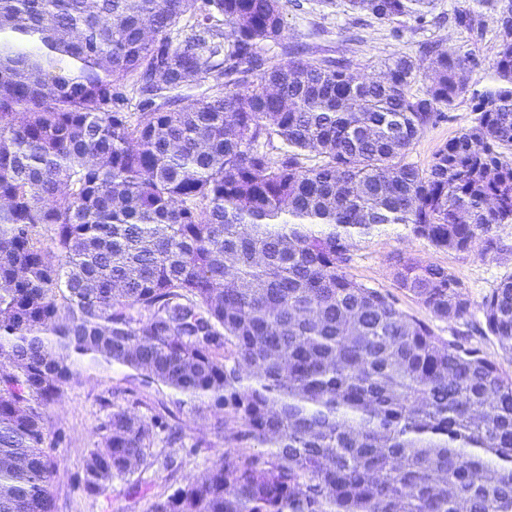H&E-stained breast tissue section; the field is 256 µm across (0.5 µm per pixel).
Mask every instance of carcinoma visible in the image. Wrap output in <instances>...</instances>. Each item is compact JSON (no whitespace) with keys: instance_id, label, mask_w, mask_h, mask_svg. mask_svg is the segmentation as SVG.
Returning a JSON list of instances; mask_svg holds the SVG:
<instances>
[{"instance_id":"carcinoma-1","label":"carcinoma","mask_w":512,"mask_h":512,"mask_svg":"<svg viewBox=\"0 0 512 512\" xmlns=\"http://www.w3.org/2000/svg\"><path fill=\"white\" fill-rule=\"evenodd\" d=\"M349 6L399 23L434 0ZM285 33L280 0H0V512H52L44 407L86 361L217 418L222 460L150 512H512V376L346 271L387 224L500 250L512 29L425 170L407 155L469 92V56L272 64ZM393 277L436 319L469 314L441 266L397 256ZM482 308L512 351V273ZM141 404L100 427L86 491L198 447Z\"/></svg>"}]
</instances>
